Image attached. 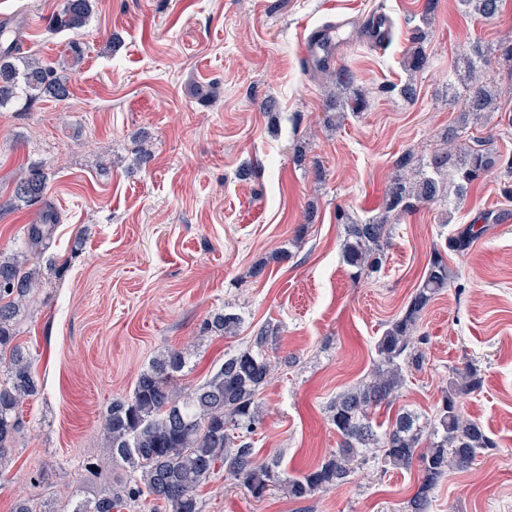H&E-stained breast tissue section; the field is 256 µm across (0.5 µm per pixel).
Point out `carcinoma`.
<instances>
[{
    "label": "carcinoma",
    "mask_w": 512,
    "mask_h": 512,
    "mask_svg": "<svg viewBox=\"0 0 512 512\" xmlns=\"http://www.w3.org/2000/svg\"><path fill=\"white\" fill-rule=\"evenodd\" d=\"M92 2L63 0L60 11L49 20L50 28L82 29L92 16ZM460 3L467 12L491 19L499 12L501 0ZM435 7L436 0H428L422 25L415 27L414 47L402 62L408 78L390 88L407 100L417 94L413 74L428 64L423 25ZM4 29L0 24V109L19 99L29 103L66 100L69 71L80 63V47L70 45L69 57L48 66L22 52L21 28H11L9 37ZM494 52L512 71V39H502ZM487 61L488 48L480 41L471 43L460 87L454 89V100L460 103L456 127L427 160L411 151L397 159L380 215L356 219L344 209L336 211V223L344 233L342 255L352 277H369L382 269L392 235L389 220L398 221L419 205L450 195L460 199L494 169H504V177L512 179L511 158L492 152L479 138H462L470 120L499 111L501 99L512 97V85L505 89L486 78ZM324 75L329 86L325 123L337 125L346 111L360 113L366 108L365 97L355 88L357 76L348 66L340 65ZM48 184L49 172L43 163H32L20 173L12 197L19 205L40 206V220L24 228L23 249L0 252V468L10 460L11 447L24 429L21 408L40 394L31 359L17 342V326L46 276L57 271L56 263L43 260L60 223L47 199ZM481 232L471 224L433 249L404 311L375 342L376 359L369 376L330 402L329 420L340 436V447L320 465L289 474L279 461L258 458L253 448L252 435L264 416L261 394L273 372L271 354L279 334L278 326L268 323L248 347L224 355V363L207 380L186 390L173 385L187 366L184 352L170 349L156 357L139 374L132 393L112 401L103 424V461L85 465L99 479L104 465L119 459L130 468L129 478L117 487L103 484L91 499L71 501L67 512H122L139 507L148 497L163 512H203L198 489L220 469L254 498L282 488L289 498L301 501L347 484L360 459H371L385 468L417 469L420 482L406 512H428L431 494L449 468H466L483 450L495 447L485 429L465 418L460 407L462 395L480 388L479 370L471 363L456 370L430 415L401 409L384 427L373 422V414L389 405L402 389L404 370L423 365L419 345L426 337L416 335L417 327L426 308L453 278L448 252L467 250ZM240 325L241 317L226 308L207 318L203 329L228 337L236 335Z\"/></svg>",
    "instance_id": "1"
}]
</instances>
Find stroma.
<instances>
[{
	"label": "stroma",
	"instance_id": "35a3bbf8",
	"mask_svg": "<svg viewBox=\"0 0 512 512\" xmlns=\"http://www.w3.org/2000/svg\"><path fill=\"white\" fill-rule=\"evenodd\" d=\"M62 2L0 0V24H22L25 53L57 62L69 42L85 50L68 100L0 110V251L21 248L38 218V207L7 201L20 168L42 162L60 215L50 254L61 268L19 322L41 392L24 405L26 428L0 469V512L21 499L61 512L69 498L93 497L99 484L84 465L102 453L103 416L153 357L186 351L176 384L195 385L269 322L280 328L278 364L253 446L291 474L322 461L339 442L330 400L369 374L378 336L433 248L471 224L482 234L449 253L455 276L420 321L425 363L374 418L430 413L453 368L476 362L483 384L460 404L495 446L470 468L449 470L429 512H512V201L499 172L462 203L402 217L384 267L366 279L351 278L335 218L340 208L379 215L397 158L435 148L458 112L446 96L458 58L470 39L512 36V0L484 21L459 0H440L412 103L389 86L406 77L424 0H95L85 28L50 31ZM376 10L393 22L391 41L360 37L341 54L367 107L325 126V82L299 45L338 17L361 22ZM208 84L215 100L199 101L195 86ZM269 97L272 114L262 108ZM298 149L319 161L323 181L294 165ZM283 250L290 259L277 261ZM258 265L263 274L252 276ZM227 305L244 319L239 334L203 333L205 318ZM416 488V472L370 462L302 502L279 491L255 500L221 471L200 496L204 512H404Z\"/></svg>",
	"mask_w": 512,
	"mask_h": 512
}]
</instances>
